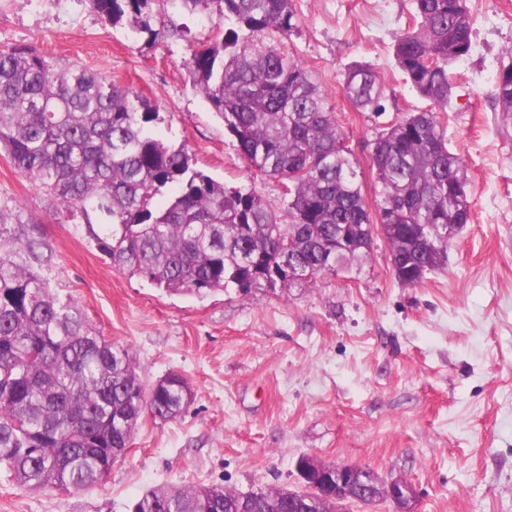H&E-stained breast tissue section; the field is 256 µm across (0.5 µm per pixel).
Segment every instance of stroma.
I'll return each mask as SVG.
<instances>
[{"instance_id":"obj_1","label":"stroma","mask_w":512,"mask_h":512,"mask_svg":"<svg viewBox=\"0 0 512 512\" xmlns=\"http://www.w3.org/2000/svg\"><path fill=\"white\" fill-rule=\"evenodd\" d=\"M294 0L288 53L317 76L364 165L366 201L379 185L365 159L378 133L429 108L393 56L411 28V0ZM470 55L452 64L439 117L463 158L472 218L446 264L414 287L394 277L375 238L361 269L323 274L276 293L170 294L116 271L82 225L65 223L0 153V207L42 224L55 291L106 340L128 347L144 388L181 374L194 393L176 419L143 414L126 454L94 487L18 485L0 468V512H129L160 486L217 484L240 493L296 489L300 457L401 476L418 512H512V135L491 108L512 49V0H467ZM28 47L133 85L157 105L159 138L186 145L227 186L255 188L275 212L277 182L252 173L224 124L192 88L185 42L133 38L88 0H0V51ZM382 80V115L357 112L338 83L353 63Z\"/></svg>"}]
</instances>
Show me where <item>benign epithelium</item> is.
I'll return each instance as SVG.
<instances>
[{
    "instance_id": "benign-epithelium-1",
    "label": "benign epithelium",
    "mask_w": 512,
    "mask_h": 512,
    "mask_svg": "<svg viewBox=\"0 0 512 512\" xmlns=\"http://www.w3.org/2000/svg\"><path fill=\"white\" fill-rule=\"evenodd\" d=\"M296 469L302 481V487L296 493L310 506L330 499L329 490L334 485L338 488L336 512L346 510L350 497L362 503L377 498L388 499L396 512H416L418 492L405 479L383 481L368 469L351 465L331 466L305 456L297 461Z\"/></svg>"
}]
</instances>
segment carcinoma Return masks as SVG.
I'll use <instances>...</instances> for the list:
<instances>
[{"label":"carcinoma","instance_id":"cac0c4a2","mask_svg":"<svg viewBox=\"0 0 512 512\" xmlns=\"http://www.w3.org/2000/svg\"><path fill=\"white\" fill-rule=\"evenodd\" d=\"M157 0H89L132 37L169 35L191 48L189 81L224 122L249 171L282 188L285 215L251 187H228L196 168L183 146L158 138L147 97L99 72L62 67L31 49L0 53V151L67 221L85 226L112 267L170 294L241 296L289 288L272 269L294 263L315 278L367 260L370 225L383 226L393 275L403 286L448 259L446 228L468 224L472 203L463 159L448 148L437 113L387 125L368 155L380 186L371 215L360 161L328 95L291 57L293 0H170L188 15L217 19L202 43L185 26L157 27ZM413 28L394 36L396 65L432 106L453 88L448 66L473 47L467 0H412ZM358 112L385 111L378 72L347 68L339 81ZM512 125V61L492 94ZM113 227L101 237L95 225ZM55 252L38 224H10L0 210V465L22 486L80 490L112 470L140 416L163 421L193 400L170 373L144 391L129 348L97 335L50 286ZM288 489L238 493L222 485L157 488L131 512H303Z\"/></svg>","mask_w":512,"mask_h":512}]
</instances>
